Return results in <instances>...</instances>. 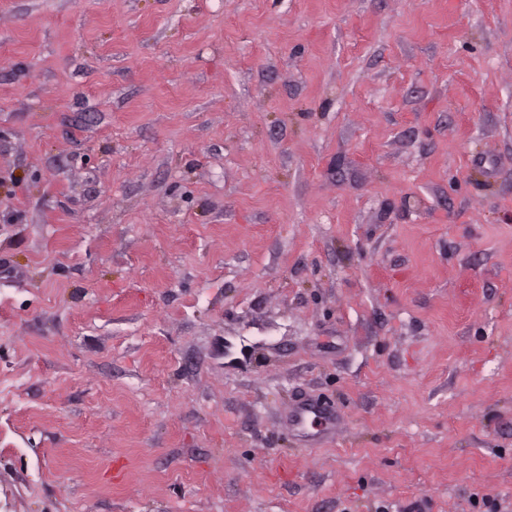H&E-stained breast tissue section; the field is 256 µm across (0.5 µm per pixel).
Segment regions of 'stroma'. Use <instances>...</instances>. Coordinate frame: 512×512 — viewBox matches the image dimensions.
<instances>
[{"label": "stroma", "mask_w": 512, "mask_h": 512, "mask_svg": "<svg viewBox=\"0 0 512 512\" xmlns=\"http://www.w3.org/2000/svg\"><path fill=\"white\" fill-rule=\"evenodd\" d=\"M490 501L512 0H0V512ZM332 417L333 414H330L324 405L311 400L296 403L288 411V422L295 435L307 438L304 439L307 441H316L319 438H313L315 434L309 431V426L313 428L316 423L326 419L330 420Z\"/></svg>", "instance_id": "35a3bbf8"}]
</instances>
